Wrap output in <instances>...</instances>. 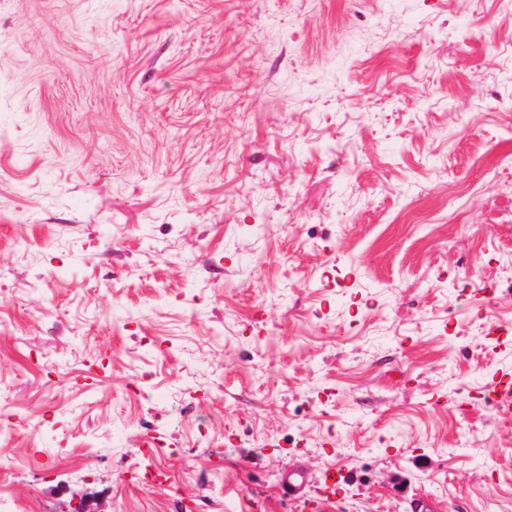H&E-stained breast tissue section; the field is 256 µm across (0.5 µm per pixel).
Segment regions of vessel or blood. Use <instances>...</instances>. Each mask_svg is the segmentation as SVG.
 Wrapping results in <instances>:
<instances>
[{
	"label": "vessel or blood",
	"instance_id": "b4317fda",
	"mask_svg": "<svg viewBox=\"0 0 512 512\" xmlns=\"http://www.w3.org/2000/svg\"><path fill=\"white\" fill-rule=\"evenodd\" d=\"M341 479V474L333 472L315 476L309 467L293 460L279 469L277 489L292 505L306 506L308 512H326L329 500L338 493Z\"/></svg>",
	"mask_w": 512,
	"mask_h": 512
}]
</instances>
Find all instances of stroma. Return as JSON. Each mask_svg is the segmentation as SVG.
Here are the masks:
<instances>
[{
	"label": "stroma",
	"mask_w": 512,
	"mask_h": 512,
	"mask_svg": "<svg viewBox=\"0 0 512 512\" xmlns=\"http://www.w3.org/2000/svg\"><path fill=\"white\" fill-rule=\"evenodd\" d=\"M509 152L512 0H0V512H512ZM342 477V472H323L321 479L328 492L324 499L314 503L311 494L320 479L315 478L309 467L293 458L279 469L277 489L280 496L294 506L306 505L305 510H326L328 501L333 500L340 491L338 486Z\"/></svg>",
	"instance_id": "stroma-1"
}]
</instances>
